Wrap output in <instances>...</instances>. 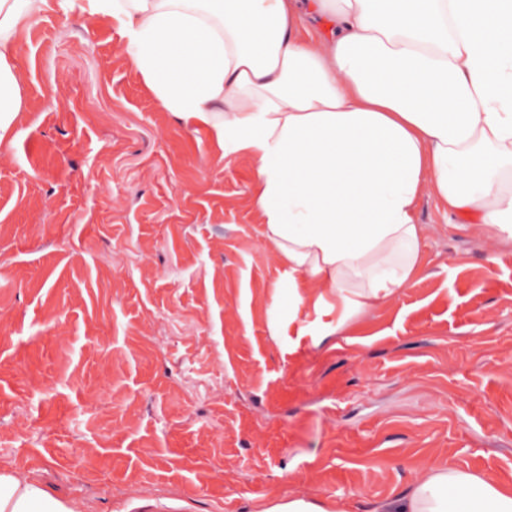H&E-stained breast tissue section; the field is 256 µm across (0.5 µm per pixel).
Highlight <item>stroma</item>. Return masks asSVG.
<instances>
[{
	"mask_svg": "<svg viewBox=\"0 0 512 512\" xmlns=\"http://www.w3.org/2000/svg\"><path fill=\"white\" fill-rule=\"evenodd\" d=\"M0 147V466L83 512H374L445 464L512 482V245L428 196L422 273L289 352L254 173L162 111L111 20L48 0ZM348 504L341 498L319 501L316 497H291L288 503L277 504L265 512H349Z\"/></svg>",
	"mask_w": 512,
	"mask_h": 512,
	"instance_id": "35a3bbf8",
	"label": "stroma"
}]
</instances>
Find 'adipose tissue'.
Segmentation results:
<instances>
[{
	"label": "adipose tissue",
	"mask_w": 512,
	"mask_h": 512,
	"mask_svg": "<svg viewBox=\"0 0 512 512\" xmlns=\"http://www.w3.org/2000/svg\"><path fill=\"white\" fill-rule=\"evenodd\" d=\"M86 2L163 111L249 157L289 352L418 276L423 195L512 240V0ZM47 5L0 0V141L27 109L14 40ZM0 512L81 508L0 467ZM376 512H512V484L436 464Z\"/></svg>",
	"instance_id": "1"
}]
</instances>
